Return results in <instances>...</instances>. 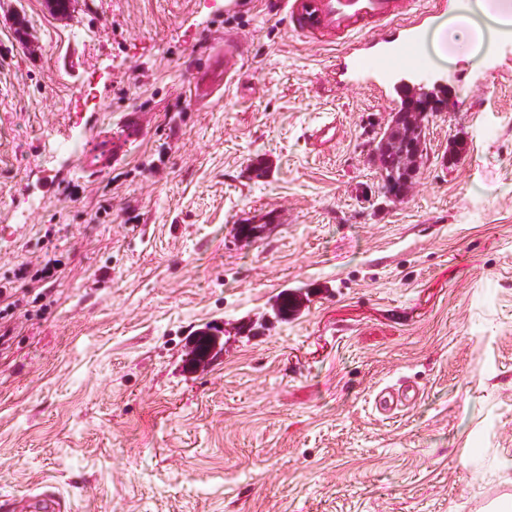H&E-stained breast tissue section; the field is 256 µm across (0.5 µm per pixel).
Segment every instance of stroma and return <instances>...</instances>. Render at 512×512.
<instances>
[{"mask_svg":"<svg viewBox=\"0 0 512 512\" xmlns=\"http://www.w3.org/2000/svg\"><path fill=\"white\" fill-rule=\"evenodd\" d=\"M0 0V285L61 273L0 352V499L66 512H498L512 505V38L448 87L403 203L396 105L265 0ZM241 77L188 81L213 43ZM110 169L84 155L129 113ZM335 120V139L309 134ZM466 151L449 164L448 147ZM264 167L257 177L255 167ZM259 234L240 240L237 227ZM300 307L288 319L282 292ZM224 345L190 370L196 331ZM415 401L378 410L382 388ZM389 157L390 161L382 169L384 173L381 174V178L387 182V185H384V187H387L389 191L393 192H388L385 188L380 186V193L386 194L388 198L394 201H401L405 198V193H397L395 191L399 192L406 186L408 181H404V179L407 167H402L400 158L396 157L394 154H390ZM61 498L52 491L44 490L21 499L0 501L3 512H60Z\"/></svg>","mask_w":512,"mask_h":512,"instance_id":"1","label":"stroma"}]
</instances>
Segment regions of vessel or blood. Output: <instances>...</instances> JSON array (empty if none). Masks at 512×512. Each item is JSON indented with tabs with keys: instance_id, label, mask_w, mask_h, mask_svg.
Instances as JSON below:
<instances>
[{
	"instance_id": "vessel-or-blood-1",
	"label": "vessel or blood",
	"mask_w": 512,
	"mask_h": 512,
	"mask_svg": "<svg viewBox=\"0 0 512 512\" xmlns=\"http://www.w3.org/2000/svg\"><path fill=\"white\" fill-rule=\"evenodd\" d=\"M292 31L313 42L344 47L336 62V76L346 83L389 86L399 75L424 77L430 64L422 52L426 20L430 13L417 10L416 0H275ZM379 28L378 39L362 42L359 33ZM240 75L238 56L232 49L214 51L211 60L195 70L189 84L194 99L211 97ZM116 150L111 140L84 156L85 167L98 171L112 164ZM60 497L44 490L21 499L0 501V512H61Z\"/></svg>"
}]
</instances>
